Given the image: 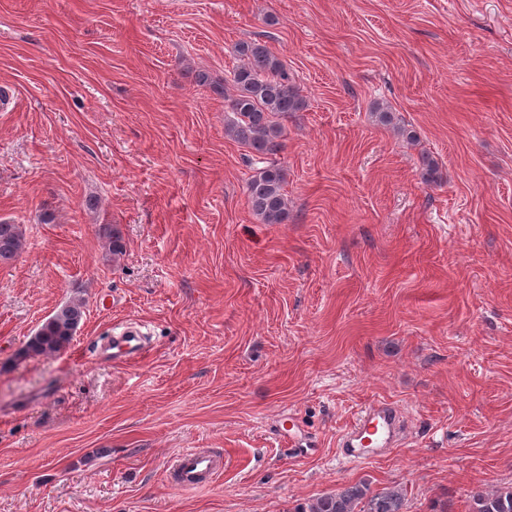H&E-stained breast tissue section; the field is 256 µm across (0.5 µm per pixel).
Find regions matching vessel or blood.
I'll use <instances>...</instances> for the list:
<instances>
[{
	"label": "vessel or blood",
	"instance_id": "1",
	"mask_svg": "<svg viewBox=\"0 0 512 512\" xmlns=\"http://www.w3.org/2000/svg\"><path fill=\"white\" fill-rule=\"evenodd\" d=\"M402 422L403 413L398 406L385 401L370 403L342 435L340 461L355 464L365 461L375 451L397 447ZM222 468V461L209 453L188 448L177 456L174 484L181 490L200 488L211 482Z\"/></svg>",
	"mask_w": 512,
	"mask_h": 512
}]
</instances>
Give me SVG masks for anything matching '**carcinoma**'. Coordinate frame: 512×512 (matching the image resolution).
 <instances>
[{
	"mask_svg": "<svg viewBox=\"0 0 512 512\" xmlns=\"http://www.w3.org/2000/svg\"><path fill=\"white\" fill-rule=\"evenodd\" d=\"M240 64L233 70L232 93L225 97L233 115L226 133L250 149L255 173L247 184L252 212L265 224H281L288 216L284 193L287 174L277 156L283 149L281 119L300 112L305 100L290 81L283 62L258 40L238 45ZM379 124L391 127L408 142L417 133L397 121L389 107H377ZM25 238L17 224L0 222V262L19 257ZM84 316L81 302H68L40 326L18 357L45 355L64 350L72 341ZM297 512H407L405 494L400 488L372 491L362 483L349 484L315 499ZM468 512H512V486L497 490H476L470 495Z\"/></svg>",
	"mask_w": 512,
	"mask_h": 512,
	"instance_id": "cac0c4a2",
	"label": "carcinoma"
}]
</instances>
